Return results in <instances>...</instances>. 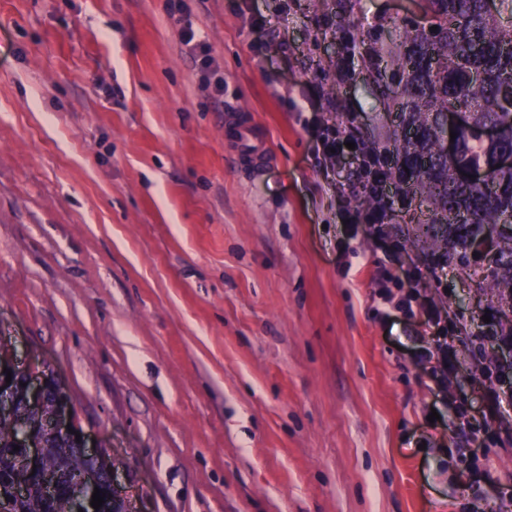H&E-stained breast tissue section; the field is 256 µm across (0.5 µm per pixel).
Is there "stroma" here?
Returning a JSON list of instances; mask_svg holds the SVG:
<instances>
[{
  "instance_id": "obj_1",
  "label": "stroma",
  "mask_w": 512,
  "mask_h": 512,
  "mask_svg": "<svg viewBox=\"0 0 512 512\" xmlns=\"http://www.w3.org/2000/svg\"><path fill=\"white\" fill-rule=\"evenodd\" d=\"M186 4L223 96L167 0H0V337L142 512H512V398L470 344L496 296L401 205L366 224L356 162L321 149L390 129L335 13L390 47L421 0ZM234 106L268 167L238 163ZM450 346L446 340L441 342L440 339L436 341L432 348H427L426 351L423 352L421 358L424 359L428 363H434V370L437 368H442L445 371L452 370V363L449 357L450 354Z\"/></svg>"
}]
</instances>
